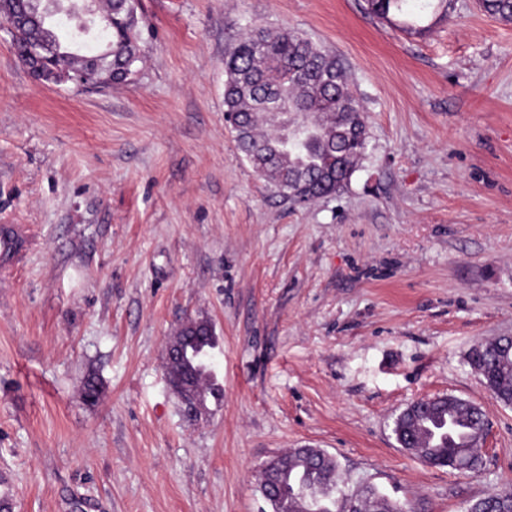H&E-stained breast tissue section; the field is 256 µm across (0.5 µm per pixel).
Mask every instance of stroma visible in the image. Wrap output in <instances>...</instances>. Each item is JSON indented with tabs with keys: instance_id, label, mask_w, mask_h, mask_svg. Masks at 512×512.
I'll return each instance as SVG.
<instances>
[{
	"instance_id": "stroma-1",
	"label": "stroma",
	"mask_w": 512,
	"mask_h": 512,
	"mask_svg": "<svg viewBox=\"0 0 512 512\" xmlns=\"http://www.w3.org/2000/svg\"><path fill=\"white\" fill-rule=\"evenodd\" d=\"M141 0L133 82L36 80L0 30V479L13 512H271V456L311 445L346 492L467 512L512 486V406L469 363L512 335V21L479 0ZM335 54L364 106L348 185L278 195L224 121V59L251 30ZM213 323L221 393L186 417L166 341ZM103 386L96 404L83 381ZM483 410L482 464L402 448L425 397Z\"/></svg>"
}]
</instances>
